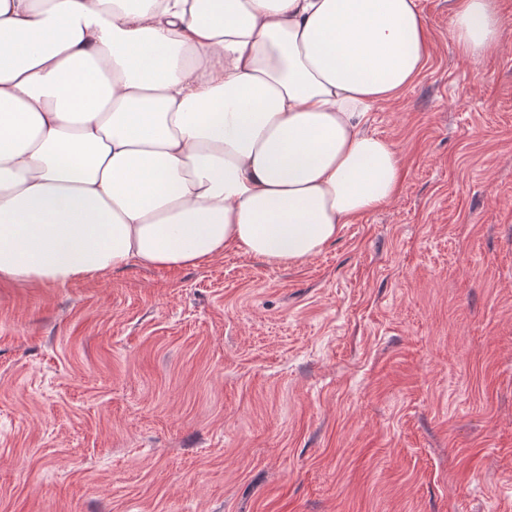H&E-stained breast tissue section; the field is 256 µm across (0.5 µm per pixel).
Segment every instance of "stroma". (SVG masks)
I'll return each instance as SVG.
<instances>
[{
  "mask_svg": "<svg viewBox=\"0 0 512 512\" xmlns=\"http://www.w3.org/2000/svg\"><path fill=\"white\" fill-rule=\"evenodd\" d=\"M454 3L317 256L0 282V512H512V0L478 60Z\"/></svg>",
  "mask_w": 512,
  "mask_h": 512,
  "instance_id": "obj_1",
  "label": "stroma"
}]
</instances>
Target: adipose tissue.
<instances>
[{
    "mask_svg": "<svg viewBox=\"0 0 512 512\" xmlns=\"http://www.w3.org/2000/svg\"><path fill=\"white\" fill-rule=\"evenodd\" d=\"M452 24L498 49L496 0ZM426 58L417 0H0V280L320 254L399 194L366 124Z\"/></svg>",
    "mask_w": 512,
    "mask_h": 512,
    "instance_id": "adipose-tissue-1",
    "label": "adipose tissue"
}]
</instances>
